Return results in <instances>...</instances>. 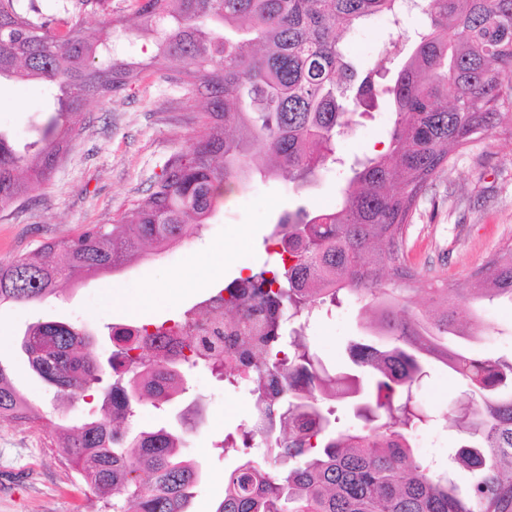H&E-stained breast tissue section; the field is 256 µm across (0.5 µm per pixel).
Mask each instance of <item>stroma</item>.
<instances>
[{"label":"stroma","mask_w":512,"mask_h":512,"mask_svg":"<svg viewBox=\"0 0 512 512\" xmlns=\"http://www.w3.org/2000/svg\"><path fill=\"white\" fill-rule=\"evenodd\" d=\"M424 18L415 9L400 26L377 17L346 33L343 40L355 61L369 66L388 59L398 71L404 58H386L389 41L411 47ZM51 98L36 82L0 86V129L19 143L33 139V128ZM197 102L156 74L145 78L111 103L92 106L84 129L49 181L32 199L0 212V266L41 244L74 236L94 224H111L127 213L167 160L187 150L194 136ZM394 121L388 103L377 101L368 116L338 138V163L327 165L317 180L294 192L283 177L254 178L247 190L224 194L215 215L199 232L188 233L165 250L145 252L115 274L64 284L44 301L0 306V364L35 406L54 410L70 425L95 410L84 393L56 396L37 377L16 348L17 337L31 324L61 321L88 330L97 351L109 353V327L119 323H155L178 317L210 295L196 288L198 271L221 266L223 282L237 277V263L259 266L266 258L264 239L286 210L305 205H335L339 187L353 159L376 154L388 141ZM512 243V137L483 135L454 155L423 194L409 228L406 253L425 283L445 277L464 286L502 246ZM360 300L349 298L335 309L314 314L305 328L312 348L333 370L348 362L346 347L363 334ZM477 312L485 336L473 345L475 355L496 358L512 354V304L483 301L476 309L460 308V319ZM252 394L247 381H228L206 369L192 370L187 389L164 408L151 398L136 406L134 426L150 430L176 425L179 416L197 409L194 426L184 435L183 454L196 461L201 478L194 488V512H212L224 496V477L244 455L261 457L260 447L244 449L239 432ZM432 415L468 398L464 382L439 365L417 390ZM99 503L44 430L31 422L0 417V512H97Z\"/></svg>","instance_id":"stroma-1"}]
</instances>
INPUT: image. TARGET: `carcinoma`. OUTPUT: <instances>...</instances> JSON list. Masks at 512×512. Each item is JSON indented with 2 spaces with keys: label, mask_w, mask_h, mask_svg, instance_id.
<instances>
[{
  "label": "carcinoma",
  "mask_w": 512,
  "mask_h": 512,
  "mask_svg": "<svg viewBox=\"0 0 512 512\" xmlns=\"http://www.w3.org/2000/svg\"><path fill=\"white\" fill-rule=\"evenodd\" d=\"M419 8L424 28L383 83L381 67L351 64L341 36L379 16L398 22L403 0H131L127 15L113 13L110 0H0V83L40 80L55 89L36 141L21 151L0 131V210L49 180L89 103L112 101L144 72L205 102L190 148L168 160L131 211L0 266V305L39 302L64 283L165 249L202 228L224 191L256 174L304 188L336 154L342 128L379 96L392 104L386 152L356 163L332 209L283 213L269 258L212 296L228 319L242 302L263 314L261 324L240 329L235 365L254 381L263 420L241 430L242 445L257 436L266 445L264 462L246 459L224 477L214 512H512V357L481 359L448 345L450 336L483 335L477 317L457 324L462 304L512 302V244L465 288L437 281L425 310L412 296L423 274L404 250L419 199L450 155L497 128L512 134V0H420ZM131 24L152 38L145 60L119 52ZM344 295L365 301L369 339L351 346L357 374L330 372L289 327ZM25 335L41 379L102 400L112 420L63 427L29 404L1 365L0 416L45 429L107 512H192L201 472L182 456V433L131 434L124 423L144 397L173 400L184 370H223L224 355L182 336L175 357L157 360L149 325L113 326L121 361L106 381L81 328L37 323ZM432 360L476 396L448 411L461 439L445 469L419 460L411 445L432 422L414 393ZM338 399L354 402L366 425L336 430L330 402ZM458 465L479 473L465 493L453 478Z\"/></svg>",
  "instance_id": "carcinoma-1"
}]
</instances>
